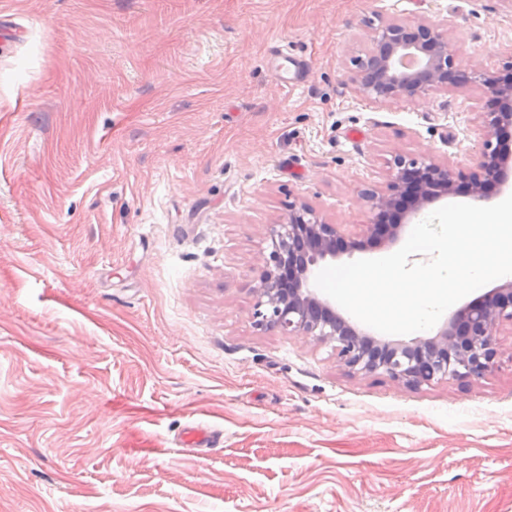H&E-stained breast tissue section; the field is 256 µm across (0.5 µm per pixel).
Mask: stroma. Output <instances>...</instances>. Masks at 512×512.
Returning a JSON list of instances; mask_svg holds the SVG:
<instances>
[{"label":"stroma","instance_id":"stroma-1","mask_svg":"<svg viewBox=\"0 0 512 512\" xmlns=\"http://www.w3.org/2000/svg\"><path fill=\"white\" fill-rule=\"evenodd\" d=\"M422 19L512 73V0H0V512H512V326L410 389L251 319L289 202L355 237L391 155L476 163L480 85L350 83Z\"/></svg>","mask_w":512,"mask_h":512}]
</instances>
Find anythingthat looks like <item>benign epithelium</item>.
<instances>
[{"instance_id":"benign-epithelium-1","label":"benign epithelium","mask_w":512,"mask_h":512,"mask_svg":"<svg viewBox=\"0 0 512 512\" xmlns=\"http://www.w3.org/2000/svg\"><path fill=\"white\" fill-rule=\"evenodd\" d=\"M350 82L357 94L376 102L417 98L469 82L491 88L495 107L479 113L482 144L476 166L463 175L434 158L408 162L395 155L387 190L366 193L372 218L360 239L344 237L339 225L326 222L304 201L288 205L272 230L273 249L261 260L251 317L262 328L334 344L337 358L354 374L382 371L408 388L443 379H481L497 356L494 333L512 324L511 282L455 311L436 336L392 343L361 332L337 314L309 280L319 262L336 258L340 243L350 252L386 234L396 239L401 222L452 195L460 178L475 201L487 199L490 184L506 183L512 153L503 148L501 132L512 128V81L505 84L462 67L449 28L423 20L413 25L389 21L376 28L372 47Z\"/></svg>"}]
</instances>
